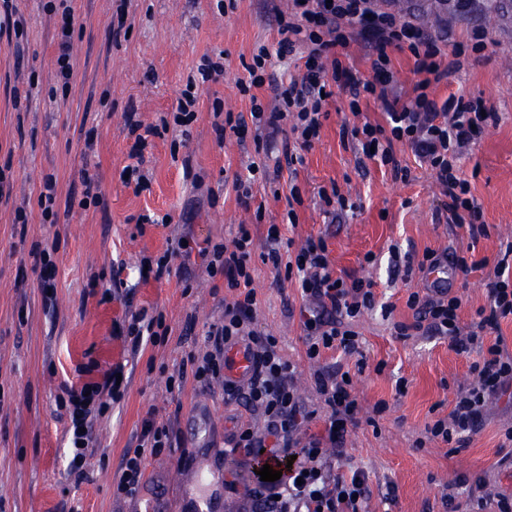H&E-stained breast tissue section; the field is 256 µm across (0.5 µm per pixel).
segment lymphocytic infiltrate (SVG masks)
<instances>
[{"instance_id": "obj_1", "label": "lymphocytic infiltrate", "mask_w": 512, "mask_h": 512, "mask_svg": "<svg viewBox=\"0 0 512 512\" xmlns=\"http://www.w3.org/2000/svg\"><path fill=\"white\" fill-rule=\"evenodd\" d=\"M278 52L304 54V72L288 85L277 86L272 102H262L251 91L268 79L269 52L259 47L247 64L249 78L238 89L251 102L249 116L225 118L218 133L237 137L251 135L256 149L281 141L288 163L301 162V153L318 139L326 114L322 91L329 80L348 79L349 73L336 52L351 43H367L372 58L371 79L353 83L350 89L352 112H359L361 99L379 103L385 124L364 122L352 134L362 150H374L382 162L394 159L393 145L407 144L420 161L434 171L448 198L449 223L467 231L471 240L486 235L480 207L462 179L459 163L470 149L477 130L496 125L499 114L494 105L480 97H450L437 101L430 95L432 85L449 80L462 66L465 52L482 53L490 39L485 29L475 28L468 43L445 48L443 36L424 33L410 22L398 21L387 11L375 9L374 0H290L287 11L276 16ZM409 50L414 58L415 81L407 95H400L398 80L391 66V51ZM257 243L248 228H240L232 246L216 244L208 250L209 274H223L228 287L236 289L235 299L224 305V321L212 327L205 337L206 350L189 354L194 378L207 383L223 380L224 400L242 407L246 418L237 422L227 435V451L240 462H249L258 450H265L286 463L279 480L260 481L241 487L226 482L236 501L237 512H365L370 496L367 474L360 468H346L344 446L350 428L359 423L360 407L351 393V383L341 369L317 371L315 385L326 411L324 427L310 428L317 416L298 395L295 367L283 360L274 337L258 334L251 327L256 298L251 287V259ZM298 286L308 307L300 311L305 332L306 356L319 360L323 352L339 350L347 355L360 353L357 332L350 319L375 305L372 282L336 275L328 258L324 237H307L296 253ZM462 299L449 289H434L432 295L411 293L407 306L413 312L412 324L398 323V337L410 331L427 336L447 337L460 355L481 350L475 366L474 383L460 390L447 417L426 429L430 439L464 446L486 421L489 397L512 396V353L498 331L502 320L512 318V243L499 252L494 277L487 284V304L477 310L468 326H461ZM493 344H486L488 334ZM242 344L254 362L252 375L237 382L224 376V352ZM120 390L109 383L93 394L69 392L74 456L70 473L82 480L83 458L92 442L96 413L106 410L109 401L118 400ZM172 446V427L146 419L136 447L126 449L119 466L115 496L135 497L143 478L146 455H160ZM299 447L297 458L289 448Z\"/></svg>"}]
</instances>
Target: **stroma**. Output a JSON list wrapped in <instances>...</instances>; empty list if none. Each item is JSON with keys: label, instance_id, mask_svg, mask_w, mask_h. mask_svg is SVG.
I'll use <instances>...</instances> for the list:
<instances>
[{"label": "stroma", "instance_id": "obj_1", "mask_svg": "<svg viewBox=\"0 0 512 512\" xmlns=\"http://www.w3.org/2000/svg\"><path fill=\"white\" fill-rule=\"evenodd\" d=\"M47 0H12L22 36L0 35V169L10 183L0 198V512H135L162 496L167 512H187L188 482L200 459H208L216 479L200 493L224 512V484L240 480L251 464L221 455L241 409L225 403L221 383L200 386L187 379L182 392L169 391L194 345L224 319L229 290L223 276H210L203 248L231 245L240 225L264 241L268 225L283 238L302 243L323 236L336 273L368 278L376 304L354 323L361 356L327 352L320 365L342 366L362 407L363 423L347 446L354 466L369 474L368 512H451L443 503L454 494L467 505L458 479L483 478L512 493V404L490 400L487 422L460 452L428 439L426 428L447 417L458 390L475 380L479 352L457 355L446 338H399L395 322H412L410 293L424 291L426 275L405 273V258L422 260L458 254L482 261L468 275H454L451 288L461 296L460 319L469 324L487 303L485 285L502 245L512 240V0H406L390 9L400 20L466 40L482 27L493 40L489 56L464 61L449 81L431 91L481 96L495 103L501 120L485 129L461 160V172L483 213L488 234L470 241L449 224L446 199L433 171L408 145L394 143L393 154L407 167L396 178L380 158L367 157L351 136L353 127L384 123L374 101L349 109L348 86H333L324 109L321 138L303 151L297 169L278 166L280 148L256 153L252 139L219 137L214 110L248 112L250 101L237 83L258 47L271 54L274 81L297 76L298 57L276 54L275 10L288 0H128V36L113 39L119 0H68L77 25L72 36L73 80L62 88L54 72L59 15ZM210 57L224 67L215 81H202L198 66ZM194 84L195 120L148 137L142 160L131 158L135 142L127 113L143 124H159L180 92ZM261 168L249 206L237 201L235 177ZM138 165L142 185L125 183V167ZM96 173L103 202L82 207L84 172ZM57 188V223H43L39 194L46 179ZM298 189V220L289 224L288 196ZM338 189L345 207L328 214L321 192ZM27 214L15 223L16 210ZM187 236L190 252L171 260L162 279L140 275L143 262H156L172 239ZM52 249L55 306L42 303L39 252ZM257 308L252 326L277 339L284 359L295 365L296 386L317 402V366L305 355L300 322L303 304L294 281L261 258L252 261ZM163 314L164 342L133 349L126 334L133 314ZM123 366L128 384L121 397L98 417L94 449L85 463L86 480L68 472L73 456L66 428L69 413L57 401L62 388L81 390L103 382ZM209 404L215 421L205 439L186 427L197 403ZM171 423V457L146 456L143 485L136 499H118L113 485L124 449L135 447L146 418Z\"/></svg>", "mask_w": 512, "mask_h": 512}]
</instances>
